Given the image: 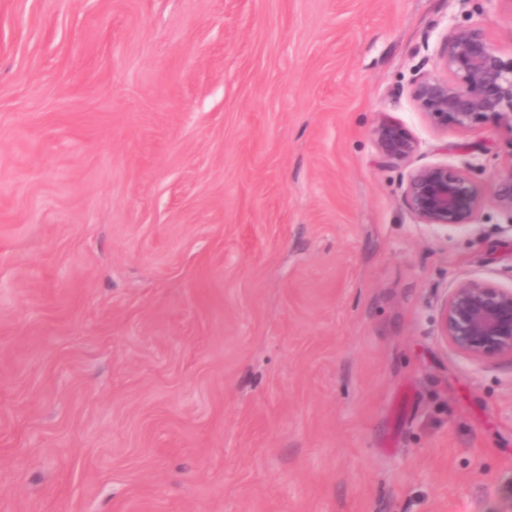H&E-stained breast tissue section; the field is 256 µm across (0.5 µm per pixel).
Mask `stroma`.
<instances>
[{
  "label": "stroma",
  "mask_w": 512,
  "mask_h": 512,
  "mask_svg": "<svg viewBox=\"0 0 512 512\" xmlns=\"http://www.w3.org/2000/svg\"><path fill=\"white\" fill-rule=\"evenodd\" d=\"M456 23L512 55L502 0H0V512H512V360L435 321L512 233L403 202L512 168L409 98ZM374 143L381 160L399 164L411 158L418 149L417 140L397 121L386 120L373 130ZM487 199L482 183L469 172L449 169L447 164L412 171L403 192L404 204L417 223L446 232L477 224Z\"/></svg>",
  "instance_id": "stroma-1"
}]
</instances>
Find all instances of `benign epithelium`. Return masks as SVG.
Wrapping results in <instances>:
<instances>
[{"instance_id": "7a95c632", "label": "benign epithelium", "mask_w": 512, "mask_h": 512, "mask_svg": "<svg viewBox=\"0 0 512 512\" xmlns=\"http://www.w3.org/2000/svg\"><path fill=\"white\" fill-rule=\"evenodd\" d=\"M437 66L447 77L418 75L409 88L414 107L431 127L468 132L493 121L512 132V57L504 58L479 25L452 26ZM373 138L386 164L402 163L418 149L397 121L378 124ZM403 200L419 224L464 230L478 221L487 192L470 173L436 164L409 174ZM493 202L512 218V168L497 183ZM438 336L474 362L512 359V286L483 278L456 283L438 307Z\"/></svg>"}]
</instances>
